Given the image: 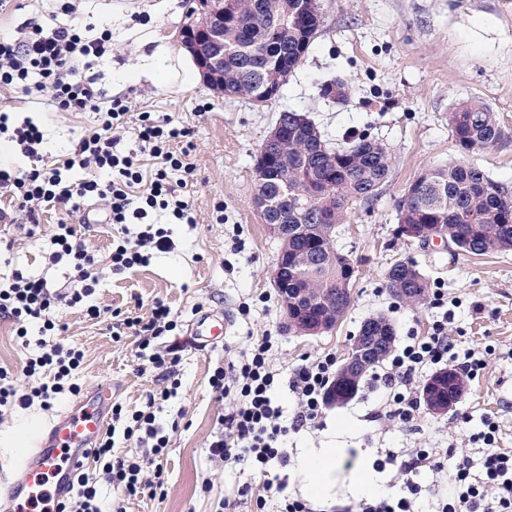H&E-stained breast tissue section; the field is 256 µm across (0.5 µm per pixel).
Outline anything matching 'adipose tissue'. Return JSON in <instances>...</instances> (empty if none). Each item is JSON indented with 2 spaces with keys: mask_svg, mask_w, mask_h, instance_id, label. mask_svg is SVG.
<instances>
[{
  "mask_svg": "<svg viewBox=\"0 0 512 512\" xmlns=\"http://www.w3.org/2000/svg\"><path fill=\"white\" fill-rule=\"evenodd\" d=\"M189 71L195 64L181 48L157 47L141 53L132 78L152 80L168 78L173 67ZM298 473L305 497L316 504L335 499L338 490H345L352 499L377 498L385 495L386 481L363 457H350L344 448H306L299 456Z\"/></svg>",
  "mask_w": 512,
  "mask_h": 512,
  "instance_id": "ef3b65f1",
  "label": "adipose tissue"
}]
</instances>
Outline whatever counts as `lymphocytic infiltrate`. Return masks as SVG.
<instances>
[{
  "label": "lymphocytic infiltrate",
  "mask_w": 512,
  "mask_h": 512,
  "mask_svg": "<svg viewBox=\"0 0 512 512\" xmlns=\"http://www.w3.org/2000/svg\"><path fill=\"white\" fill-rule=\"evenodd\" d=\"M61 11L69 22L46 29L32 24L21 38L0 35V90L23 92L28 96H49L62 112H96L98 120L86 127L70 156L51 161L43 154V133L32 121L13 126L7 113H0V135H9L30 165L22 171L0 169V189L10 195L11 209L0 211V222L17 223L19 218L35 220L44 205L53 204L77 212L97 206L106 213L109 223L126 224L131 218L146 217L148 212H168L171 223H194L192 203L185 190L187 175L193 168L185 153L172 151L171 144L185 137L186 131L169 118L156 120L151 113L139 115L137 138L143 144L145 157L139 158L119 150L118 144L128 126L131 106L125 99H105L93 76L80 72L78 64L89 56H102L112 45V33L103 30L98 37L87 38L81 24L72 16L75 6L63 0ZM95 169L94 177L73 181L68 173L73 168ZM53 249L49 265L66 263L73 272L75 285L64 292L52 290L41 276L14 273L7 287H0V314L18 324L19 337H27L28 327L39 324L41 332L55 330L52 310L57 302L84 303L89 319L101 318L99 306L90 296L99 281V264L86 248L74 225L60 223L52 237ZM167 229L146 231L136 241L119 239L113 245L105 265L121 273L149 261L153 251L171 248ZM448 315L433 322L426 336L408 337L389 356L386 366L374 373L373 381L386 395L384 416L388 421L407 424L420 407L416 384L425 369L447 362H459L468 377H476L486 360L475 351L458 354L448 334ZM124 324L138 338V359L146 361L165 375H172L184 346L173 339L178 327L171 308L156 301L149 318H125ZM275 338L258 337L246 359L231 368L217 367L210 378L212 390L233 399L214 439L209 455L220 462L250 460L256 474L262 476L261 491L244 485L240 496L251 499L254 512H266L268 501H275L277 512H313L306 500L291 496L286 480L268 479L272 462L287 464L285 444L289 430L310 428L320 424L326 396L336 377V358L324 354L306 360L289 375H282L270 359ZM83 360L81 351L61 345L28 358L25 376L47 375V382L23 388L13 375L0 368V408H26L33 402L49 406L58 394L76 393L72 377ZM293 394L297 411L291 423L282 420V409L275 398L280 386ZM176 393L175 387H164L148 397L145 409L129 411L122 405L112 407L113 428L100 438L93 450V461L102 478L94 480L85 473L75 477V494L65 512H103L100 483H108L121 498L156 496L163 489V469L155 467L152 477H145V463L126 459L113 452L115 434L150 444L153 456L162 455L169 439L156 422L155 408ZM498 428L487 422L481 432L483 448L479 458L448 449L437 457L430 448H421L400 462L398 470L407 493L402 497L384 496L360 503L358 512H415L419 487L414 480L421 469L438 473L448 471L446 486L438 487L440 512H512V449L497 445ZM480 478H473V470Z\"/></svg>",
  "instance_id": "f902f5d3"
}]
</instances>
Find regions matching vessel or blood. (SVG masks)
<instances>
[{
	"mask_svg": "<svg viewBox=\"0 0 512 512\" xmlns=\"http://www.w3.org/2000/svg\"><path fill=\"white\" fill-rule=\"evenodd\" d=\"M111 405V386L96 385L48 422L18 460L15 479L0 493L13 512H58L60 503L71 498L73 477L91 459Z\"/></svg>",
	"mask_w": 512,
	"mask_h": 512,
	"instance_id": "1",
	"label": "vessel or blood"
}]
</instances>
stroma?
<instances>
[{"label": "stroma", "instance_id": "obj_1", "mask_svg": "<svg viewBox=\"0 0 512 512\" xmlns=\"http://www.w3.org/2000/svg\"><path fill=\"white\" fill-rule=\"evenodd\" d=\"M157 2L80 0L78 15L114 31L111 51L91 68L106 96L128 98L133 112L168 115L190 129L189 190L196 222L172 225V247L154 252L147 265L120 274L103 266L92 300L104 317L92 321L82 304H60L59 326L44 338L46 346L83 352L73 378L79 390L111 384L113 400L134 411L144 408L147 394L163 381L160 372L139 370L133 337L113 336L114 314L145 319L160 299L177 317L178 333L189 334L202 315L229 324L217 341L192 343L183 352L177 367L181 386L156 413L170 431L161 459L165 494L126 501V512H222L225 501L234 503L236 512H250V504L238 496L254 480L249 462L219 464L208 453L232 404L209 386L214 367L242 359L253 339L267 332L278 338L272 360L282 373L308 357L332 353L341 360L361 323L378 314L394 322L398 338L428 335L441 311L428 300L414 307L391 295L385 273L398 260L414 261L432 288L453 300L448 334L458 348H490L486 369L468 381L465 397L447 414L422 407L404 426L380 419L383 394L371 378H363L353 398L326 407L319 428L290 434V456L304 448H358L392 481V454L404 459L418 448H466L478 454L469 437L487 418L499 425V446L512 448V251L466 256L444 242L420 245L397 234L398 203L425 170L463 159L512 190V0H320L323 22L307 53L278 97L260 106L243 97H217L195 76L166 84L145 78L124 82L143 43L179 36L186 0H170L161 13L154 10ZM56 8L55 0H17L0 14V33L14 34L34 19L52 25ZM330 80L346 86L344 101L322 96L321 87ZM468 99L497 112L505 137L494 148L464 156L448 126V111ZM288 109L308 115L332 145L364 132L394 157L378 201L350 203L351 220L338 228L336 246L355 266L352 305L332 331L315 337L290 332L283 323L271 282L279 243L255 203L259 149L279 113ZM0 110L11 120L28 117L40 124L43 152L54 160L69 154L83 129L98 118L94 112L54 111L19 91H0ZM96 217V223L84 224L78 214L48 206L32 232L0 223V281L19 271L46 276L57 288L70 287L67 265L46 264L51 236L56 224H73L89 251L103 260L118 232L107 224L105 212ZM36 351L23 345L10 319L0 316V367L18 372L21 386L42 381L21 374ZM74 400L68 393L51 408L36 402L0 417V480L13 478L17 459L40 428ZM344 421L351 422V430H340Z\"/></svg>", "mask_w": 512, "mask_h": 512}]
</instances>
